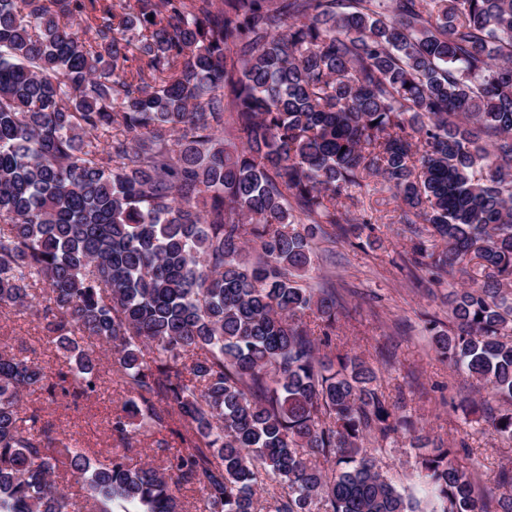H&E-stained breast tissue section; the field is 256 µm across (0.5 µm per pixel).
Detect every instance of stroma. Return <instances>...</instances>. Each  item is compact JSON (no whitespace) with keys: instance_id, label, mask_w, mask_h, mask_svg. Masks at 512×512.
I'll list each match as a JSON object with an SVG mask.
<instances>
[{"instance_id":"stroma-1","label":"stroma","mask_w":512,"mask_h":512,"mask_svg":"<svg viewBox=\"0 0 512 512\" xmlns=\"http://www.w3.org/2000/svg\"><path fill=\"white\" fill-rule=\"evenodd\" d=\"M356 214L376 217L373 230L349 239L319 240L311 285L331 280L340 298L332 333L333 352L356 353L378 370L382 390L402 395L407 412L426 424L431 435L451 444L466 442L462 464L475 465L479 487H487L498 467L512 466V444L483 433L468 407L479 394L471 378L443 359L429 343L431 324L448 321L447 296L453 278L415 264L407 225L387 223L395 201L378 185L352 191ZM0 344L26 346L37 360L58 369L64 357L43 337L37 319L9 309L0 311ZM97 394L72 403L59 395H25L59 437L94 460L109 457L113 418L122 414L129 394L118 375L102 369ZM416 450L410 444L386 446L379 454L381 471L407 488L419 485Z\"/></svg>"}]
</instances>
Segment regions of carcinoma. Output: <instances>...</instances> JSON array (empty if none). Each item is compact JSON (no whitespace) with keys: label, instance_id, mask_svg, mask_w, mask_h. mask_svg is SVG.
I'll use <instances>...</instances> for the list:
<instances>
[{"label":"carcinoma","instance_id":"cac0c4a2","mask_svg":"<svg viewBox=\"0 0 512 512\" xmlns=\"http://www.w3.org/2000/svg\"><path fill=\"white\" fill-rule=\"evenodd\" d=\"M238 147L224 144L225 126ZM369 177L415 256L463 274L438 354L512 399V0H0V306L63 350H0V512H512V469L439 444L434 501L380 471L416 432L354 354L321 353L336 289L302 284ZM43 288H38V285ZM132 394L112 458L57 446L23 395L87 399L100 348ZM485 430L512 443V412ZM165 467L131 464L141 428Z\"/></svg>","mask_w":512,"mask_h":512}]
</instances>
